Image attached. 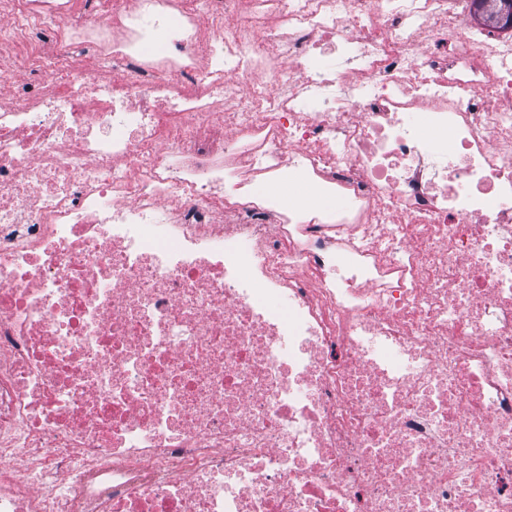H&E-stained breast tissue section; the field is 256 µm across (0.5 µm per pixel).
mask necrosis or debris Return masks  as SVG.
<instances>
[{
  "instance_id": "4bbe7bcc",
  "label": "necrosis or debris",
  "mask_w": 512,
  "mask_h": 512,
  "mask_svg": "<svg viewBox=\"0 0 512 512\" xmlns=\"http://www.w3.org/2000/svg\"><path fill=\"white\" fill-rule=\"evenodd\" d=\"M508 44L0 0V512H512Z\"/></svg>"
}]
</instances>
